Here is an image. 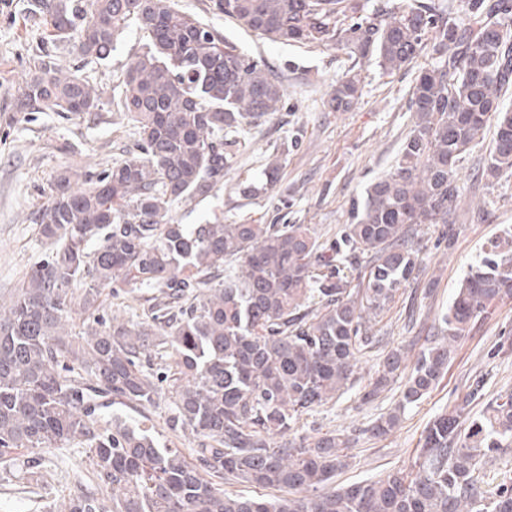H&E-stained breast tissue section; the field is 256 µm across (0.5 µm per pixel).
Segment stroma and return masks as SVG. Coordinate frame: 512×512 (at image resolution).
<instances>
[{"mask_svg":"<svg viewBox=\"0 0 512 512\" xmlns=\"http://www.w3.org/2000/svg\"><path fill=\"white\" fill-rule=\"evenodd\" d=\"M233 42L244 54L275 72L285 90V103L264 121L247 126L229 150L231 168L223 185L206 199L180 204L175 218L183 224L221 221L227 224H309L325 240L335 239L346 224L353 198L386 173L394 163L413 124L409 93L416 68L381 75L372 63L362 70L363 90L356 107L337 112L330 107L331 87L348 67L341 46L272 42L244 32L209 10V0H177ZM145 37L130 26L104 60H83L72 43L53 40L43 15L31 0H0V306H8L31 267L41 261L47 244L39 233L38 216L47 204L43 189L66 170L99 174L112 163L135 153L136 140L128 115L118 104L116 86L127 64L143 50ZM51 54L63 73L88 78L104 107L92 116L65 117L22 106L19 86L34 72L39 56ZM494 131L486 129L461 166L458 186L463 204L448 224L420 226L412 240L437 286L431 294L409 303L397 297L391 309L372 323L381 336L380 352L405 348L416 357L429 341L441 336V317L469 265L504 228L512 227V182L494 187L477 180L493 146ZM285 162L276 185L264 189L265 172L276 154ZM260 188L243 194L244 186ZM512 341V300L500 302L493 314L457 346L438 386L419 404L408 408L396 429L383 438L370 429L397 404L402 390L394 384L377 399L362 403L376 358H361L356 385L349 392L303 415L302 436L327 430L348 435L349 468L334 483L346 486L374 480L390 471L409 468L430 421L452 409L472 383L483 386L471 405L482 417L495 397L512 393V352L501 351ZM173 400L162 392L150 410L152 433L160 444L178 448L194 459L199 445L187 429L173 428ZM95 477L79 448L47 454L38 474L0 472V512H54L66 496L92 489Z\"/></svg>","mask_w":512,"mask_h":512,"instance_id":"stroma-1","label":"stroma"}]
</instances>
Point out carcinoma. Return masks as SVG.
Returning a JSON list of instances; mask_svg holds the SVG:
<instances>
[{
    "label": "carcinoma",
    "instance_id": "1",
    "mask_svg": "<svg viewBox=\"0 0 512 512\" xmlns=\"http://www.w3.org/2000/svg\"><path fill=\"white\" fill-rule=\"evenodd\" d=\"M210 0L209 9L273 41L337 42L351 65L330 103L348 112L362 96L361 62L391 76L422 52L433 63L412 86L414 126L391 169L354 201L340 238L310 224H180L175 208L210 196L229 169L224 137L278 111L282 83L174 0H34L56 40L105 60L134 23L146 50L128 65L119 102L139 152L95 177L57 176L44 190L46 257L0 310V464L19 451L78 445L109 494L78 495L62 512H512V477L485 495L482 461L512 447V393L480 419L475 393L427 426L409 471L326 490L349 466L350 439L328 431L289 438L299 417L352 389L358 358L377 347L371 319L388 311L422 259L415 227L446 224L459 203L460 163L489 125L495 145L478 176L512 180V0ZM22 98L72 116L103 107L88 80L61 75L44 55ZM281 158L265 173L277 182ZM366 263L367 272L357 269ZM84 285L80 298L73 287ZM107 288H150L151 322L98 315ZM512 299V228L471 264L442 316L443 341L424 347L395 408L371 428L389 435L425 398L456 344ZM89 313L68 330L74 307ZM154 350L163 371L144 366ZM404 352L389 350L361 396L396 383ZM169 383L173 427L200 439L197 463L159 447L145 422L109 408L147 410ZM286 489L275 500L224 491V481Z\"/></svg>",
    "mask_w": 512,
    "mask_h": 512
}]
</instances>
